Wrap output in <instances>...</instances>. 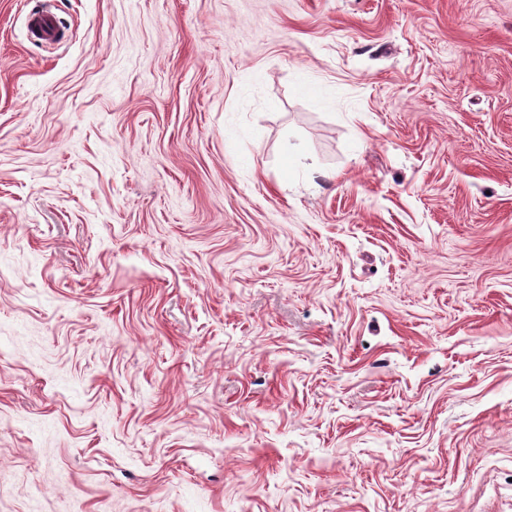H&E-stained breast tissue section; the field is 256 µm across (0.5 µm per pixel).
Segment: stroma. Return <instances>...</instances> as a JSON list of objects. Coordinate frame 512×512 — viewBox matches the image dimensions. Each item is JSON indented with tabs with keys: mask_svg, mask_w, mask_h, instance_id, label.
<instances>
[{
	"mask_svg": "<svg viewBox=\"0 0 512 512\" xmlns=\"http://www.w3.org/2000/svg\"><path fill=\"white\" fill-rule=\"evenodd\" d=\"M0 0V512H512V0ZM28 38L40 45L53 44L61 40L62 33L51 8L31 9L26 16Z\"/></svg>",
	"mask_w": 512,
	"mask_h": 512,
	"instance_id": "1",
	"label": "stroma"
}]
</instances>
